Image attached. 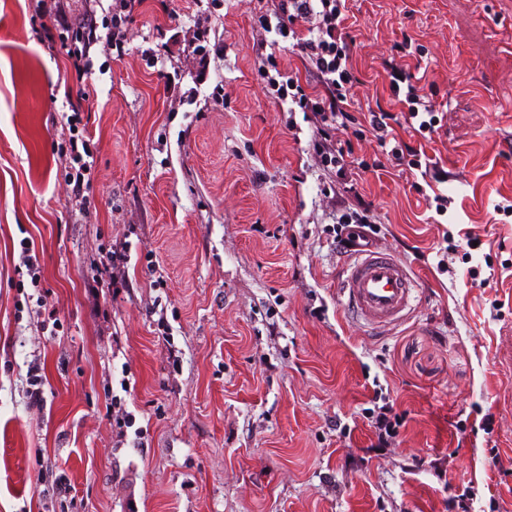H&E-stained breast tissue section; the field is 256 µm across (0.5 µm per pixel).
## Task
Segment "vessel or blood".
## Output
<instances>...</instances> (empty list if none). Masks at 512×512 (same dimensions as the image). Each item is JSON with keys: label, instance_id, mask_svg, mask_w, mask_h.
Masks as SVG:
<instances>
[{"label": "vessel or blood", "instance_id": "b4317fda", "mask_svg": "<svg viewBox=\"0 0 512 512\" xmlns=\"http://www.w3.org/2000/svg\"><path fill=\"white\" fill-rule=\"evenodd\" d=\"M415 279L398 258L368 252L349 264L341 293L346 305L369 323L379 326L400 322L411 307Z\"/></svg>", "mask_w": 512, "mask_h": 512}]
</instances>
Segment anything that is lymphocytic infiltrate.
<instances>
[{
  "mask_svg": "<svg viewBox=\"0 0 512 512\" xmlns=\"http://www.w3.org/2000/svg\"><path fill=\"white\" fill-rule=\"evenodd\" d=\"M142 4L143 0H112V23L103 36L97 35L95 29L73 25L63 0H37L36 10L53 15L61 28L82 42L85 51L75 57L73 67L75 71L84 72L90 67L87 50L97 42H104L107 50L115 52L117 57L126 55L125 24ZM348 10V0H270L267 9L254 18L256 28L293 40L318 78L320 93H306L299 78L280 71L275 55L266 57L269 73L265 81L275 103L290 101L310 113L317 130L315 151L325 165L335 167L341 175L346 173L349 163L343 149L328 142L329 129L366 125L382 142L396 117L389 112L371 110L356 115L349 110L356 78L352 72L348 34L342 27ZM389 85L393 95L403 98L405 110L399 117L404 123L415 127L418 134H434L437 117L425 86L401 66L391 67Z\"/></svg>",
  "mask_w": 512,
  "mask_h": 512,
  "instance_id": "obj_1",
  "label": "lymphocytic infiltrate"
}]
</instances>
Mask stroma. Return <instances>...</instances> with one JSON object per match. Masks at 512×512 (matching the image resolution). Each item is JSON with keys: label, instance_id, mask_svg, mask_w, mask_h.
Instances as JSON below:
<instances>
[{"label": "stroma", "instance_id": "stroma-1", "mask_svg": "<svg viewBox=\"0 0 512 512\" xmlns=\"http://www.w3.org/2000/svg\"><path fill=\"white\" fill-rule=\"evenodd\" d=\"M34 5L0 0V512H512V0H351L352 112H401L403 64L439 119L424 173L333 130L355 183L259 75L266 0H212L202 83L192 0H144L129 54L94 45L83 76ZM362 200L369 249L419 279L377 330L336 295L334 228ZM387 403L380 448L365 412ZM83 128L81 135H72L69 139V155L74 165L66 173L69 185H73L72 192L75 198L83 197L85 172L90 169V163L85 158H91L90 136ZM79 142L81 150L79 149ZM77 165L78 167H76Z\"/></svg>", "mask_w": 512, "mask_h": 512}]
</instances>
